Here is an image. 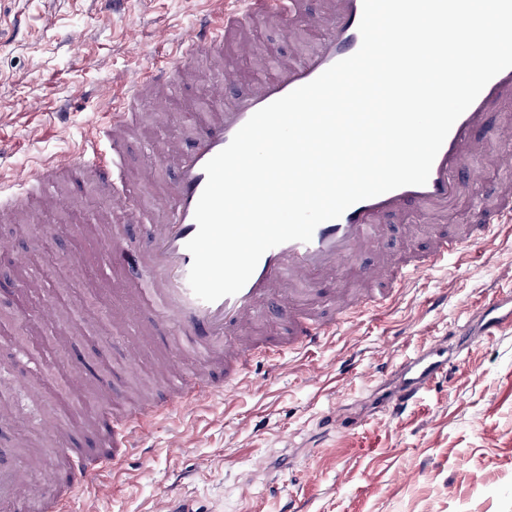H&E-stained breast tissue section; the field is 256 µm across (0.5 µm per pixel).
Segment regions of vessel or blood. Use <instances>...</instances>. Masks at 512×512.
I'll list each match as a JSON object with an SVG mask.
<instances>
[{
    "mask_svg": "<svg viewBox=\"0 0 512 512\" xmlns=\"http://www.w3.org/2000/svg\"><path fill=\"white\" fill-rule=\"evenodd\" d=\"M220 16L203 17L182 37L168 59L155 70L139 77L122 99L113 101L106 121L95 135L71 155L51 160L44 168L15 172L10 181L9 201L20 202L48 192L54 177L72 167L91 170L96 184L110 189L112 178L123 167L128 106L131 100L157 84L169 80L171 69L203 58L222 47L225 38L246 18L262 13L288 16L296 13L299 0H232ZM362 0H331L325 16L312 19L321 29L312 50L300 61H282L233 99L216 94L203 119L196 125L188 148L180 154L179 172L168 194L159 196V223L145 225L137 250L122 242H102L101 253L108 260L126 261L136 255L137 293L149 295L166 314L176 341L175 355L223 369V379L209 374L194 377L173 376L166 389L167 399L149 405L140 413L113 416L111 409L100 410L107 431V450L94 465L72 469L59 497L46 505L45 512H69L72 492L82 485L97 486L108 494L103 476L111 463L119 462L129 449L138 447L145 436L144 421L177 408H193L212 396H228L262 384L251 375L253 361L266 363L268 374H275L284 350H307L323 336L353 324L364 311L385 305L395 288L411 273L439 267L468 253L472 243L484 239L490 229L512 223V193L489 183L486 194L494 207L477 206V221L449 231L433 227L424 250L407 249L400 259L379 256L359 270L365 284L356 297L334 292L322 294L324 282L336 277L339 269L361 255L378 249L386 237L388 217L415 213L444 215L466 199L474 165L482 160L489 145H497L495 163L512 170V123L494 122L495 113L512 104V68L496 75L471 106L457 119L433 163L429 179L421 186H404L355 203L339 218L321 223L310 242L291 241L268 250L242 290L233 296L208 303L190 289L188 274L192 256L186 248L198 226L194 211L207 183L205 164L223 150L235 133L259 109L309 83L334 63L358 51L361 46L359 23ZM277 306L287 322L288 333L276 340L237 336V327L257 322L266 303ZM512 325V301L499 299L489 304L483 318V333L490 336ZM443 368L433 351H421L403 362L398 370L399 385L388 402L391 415L401 414L437 379Z\"/></svg>",
    "mask_w": 512,
    "mask_h": 512,
    "instance_id": "1",
    "label": "vessel or blood"
}]
</instances>
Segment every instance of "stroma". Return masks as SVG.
<instances>
[{
  "label": "stroma",
  "mask_w": 512,
  "mask_h": 512,
  "mask_svg": "<svg viewBox=\"0 0 512 512\" xmlns=\"http://www.w3.org/2000/svg\"><path fill=\"white\" fill-rule=\"evenodd\" d=\"M327 2L305 0L289 24L245 22L238 35L250 55L227 40L145 95L111 193L75 169L55 181L61 206L35 198L0 212V470L51 490L60 449L73 465L92 463L97 409L164 393L161 369L175 362L168 320L130 293L135 267L107 263L99 245L114 236L137 244L142 225L157 223L148 196L178 169L174 153L155 152L167 140L189 145L225 67L242 91L270 57L302 58L313 44L307 19ZM212 8L0 0V178L76 151L102 122L104 101ZM113 195L127 208L112 209ZM499 293L512 294V226L473 246L462 276L415 272L390 305L362 314L355 334L285 353L257 389L158 419L116 466L111 495L76 489L72 512H154L167 492L195 512H512V329H480ZM429 347L447 351L446 372L390 415L397 367ZM335 414L346 423L339 432L328 424Z\"/></svg>",
  "instance_id": "obj_1"
}]
</instances>
